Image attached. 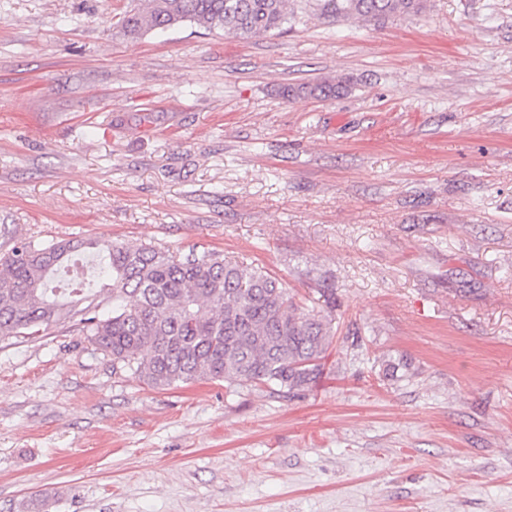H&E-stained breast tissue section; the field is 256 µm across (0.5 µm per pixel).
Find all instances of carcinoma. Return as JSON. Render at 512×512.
<instances>
[{"instance_id": "obj_1", "label": "carcinoma", "mask_w": 512, "mask_h": 512, "mask_svg": "<svg viewBox=\"0 0 512 512\" xmlns=\"http://www.w3.org/2000/svg\"><path fill=\"white\" fill-rule=\"evenodd\" d=\"M324 14L384 21L417 16L427 0H319ZM186 21L210 31L251 38L284 30L288 0H142L119 24L125 35L164 32ZM347 77L284 85L290 100L342 97ZM108 260L106 282L118 302L99 317L100 294L71 278L69 298L57 297L52 274L83 254ZM74 322L102 351L165 389L202 379L299 390L320 374L334 336L331 322L304 312L278 279L260 267L214 254L176 258L147 245L67 240L15 245L0 257V341L35 339L53 323Z\"/></svg>"}]
</instances>
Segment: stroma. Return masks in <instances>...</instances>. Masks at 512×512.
Returning a JSON list of instances; mask_svg holds the SVG:
<instances>
[{"label": "stroma", "mask_w": 512, "mask_h": 512, "mask_svg": "<svg viewBox=\"0 0 512 512\" xmlns=\"http://www.w3.org/2000/svg\"><path fill=\"white\" fill-rule=\"evenodd\" d=\"M139 4L0 0V255L213 253L334 337L288 393L153 389L72 323L0 341V512H512V0H295L248 40L131 39ZM323 14L336 19L357 17L384 21L393 16H417L426 9L427 0H319ZM351 90V81L347 77L324 79L314 84L284 85L279 94L288 100L300 96H309L318 99H331L342 97Z\"/></svg>", "instance_id": "stroma-1"}]
</instances>
